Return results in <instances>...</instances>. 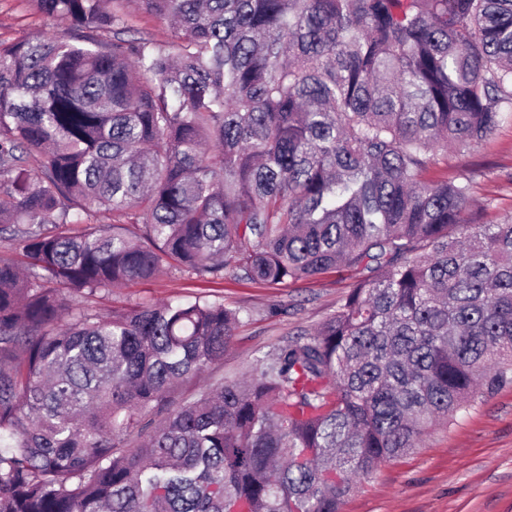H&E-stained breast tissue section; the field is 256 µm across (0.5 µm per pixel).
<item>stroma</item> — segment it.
I'll return each instance as SVG.
<instances>
[{"instance_id": "1", "label": "stroma", "mask_w": 512, "mask_h": 512, "mask_svg": "<svg viewBox=\"0 0 512 512\" xmlns=\"http://www.w3.org/2000/svg\"><path fill=\"white\" fill-rule=\"evenodd\" d=\"M52 25L33 15L26 0H0L1 38L33 39ZM428 176L469 178L474 223L497 224L512 217V119L470 149L439 156ZM354 281L351 271L339 269L272 288L230 276L216 282L191 279L170 269L152 281L99 294L88 305L104 314L136 302L223 297L243 316L219 369L231 378L247 360L312 331ZM343 512H512V385L460 411L448 426L429 430L413 453L362 478Z\"/></svg>"}]
</instances>
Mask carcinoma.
Listing matches in <instances>:
<instances>
[{
  "label": "carcinoma",
  "instance_id": "1",
  "mask_svg": "<svg viewBox=\"0 0 512 512\" xmlns=\"http://www.w3.org/2000/svg\"><path fill=\"white\" fill-rule=\"evenodd\" d=\"M27 2L63 26L0 39V236L26 258H0V512H342L512 384V222L426 178L512 110V0H139L167 46L112 0ZM341 267L314 331L190 401L239 310L81 305L169 268ZM110 9H118L124 14L125 24L139 33L137 36L151 38L162 44H168L174 40L173 33L156 19L139 11L133 2L125 1L122 5L110 4Z\"/></svg>",
  "mask_w": 512,
  "mask_h": 512
}]
</instances>
